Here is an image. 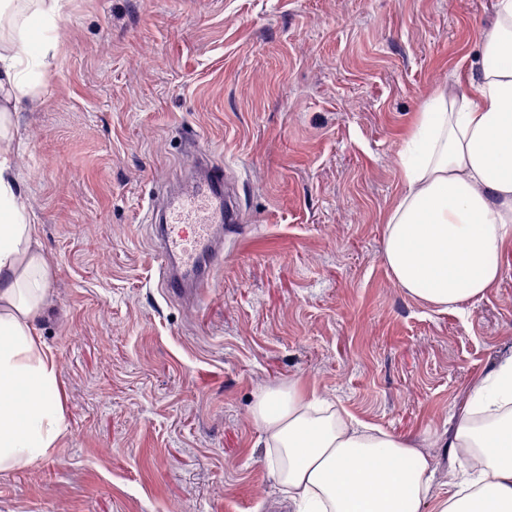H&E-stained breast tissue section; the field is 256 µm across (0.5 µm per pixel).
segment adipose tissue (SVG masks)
<instances>
[{"label":"adipose tissue","instance_id":"adipose-tissue-1","mask_svg":"<svg viewBox=\"0 0 512 512\" xmlns=\"http://www.w3.org/2000/svg\"><path fill=\"white\" fill-rule=\"evenodd\" d=\"M0 0V471L48 455L67 433L56 363L37 330L50 265L13 167L27 72L55 57L64 0ZM483 62L433 97L401 154L403 191L385 216L383 259L409 297L458 311L502 276L512 244V0H496ZM448 453L468 466L445 494L411 438L307 398L261 389L252 407L268 465L296 512H512V354L476 381Z\"/></svg>","mask_w":512,"mask_h":512}]
</instances>
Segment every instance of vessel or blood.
<instances>
[{"label": "vessel or blood", "mask_w": 512, "mask_h": 512, "mask_svg": "<svg viewBox=\"0 0 512 512\" xmlns=\"http://www.w3.org/2000/svg\"><path fill=\"white\" fill-rule=\"evenodd\" d=\"M192 164L199 177L182 188L163 192V223L157 230L161 285L169 295H192L202 302L214 271L224 259L217 248L220 231L234 228L238 214L224 194V168L208 155Z\"/></svg>", "instance_id": "vessel-or-blood-1"}]
</instances>
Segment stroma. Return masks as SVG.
Returning a JSON list of instances; mask_svg holds the SVG:
<instances>
[{"label":"stroma","instance_id":"1","mask_svg":"<svg viewBox=\"0 0 512 512\" xmlns=\"http://www.w3.org/2000/svg\"><path fill=\"white\" fill-rule=\"evenodd\" d=\"M496 0H67L13 159L51 268L39 333L68 431L0 472V512H280L251 408L291 381L358 419L444 443L512 351V245L463 311L383 260L400 151L467 80ZM224 166L239 223L203 303L157 280L148 211Z\"/></svg>","mask_w":512,"mask_h":512}]
</instances>
